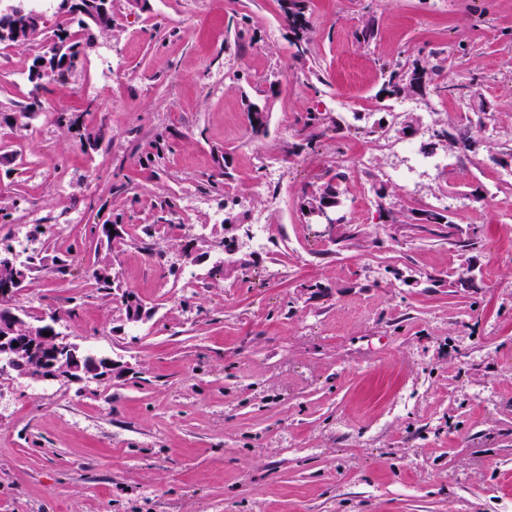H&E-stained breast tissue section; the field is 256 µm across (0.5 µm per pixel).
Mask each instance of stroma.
I'll return each mask as SVG.
<instances>
[{
    "label": "stroma",
    "mask_w": 512,
    "mask_h": 512,
    "mask_svg": "<svg viewBox=\"0 0 512 512\" xmlns=\"http://www.w3.org/2000/svg\"><path fill=\"white\" fill-rule=\"evenodd\" d=\"M112 14L89 65L50 91L15 78L34 47H7L0 66V131L13 135L0 200L36 207L0 237L60 228L17 248L43 267L15 304L72 309L60 335L115 363L103 380L0 376V512H512V0H307L302 55L282 0H115ZM369 18L365 46L354 33ZM438 50L442 82L472 84L469 96L387 93L382 63L409 72ZM273 83L253 133L246 99ZM310 109L342 128L300 153ZM444 122L471 126L476 149L437 144L447 173L397 178L398 143L421 148ZM361 155L367 167L350 168ZM270 160L283 178L264 194ZM339 165L358 235L333 244L301 194ZM445 195L448 224L386 218ZM185 205L191 231L147 236ZM217 210L264 225L272 248L243 236L225 253ZM114 220L134 239L111 250L91 227ZM76 244L144 301L137 326L84 268L59 270ZM160 258L175 267L165 281ZM188 259L199 286L182 285Z\"/></svg>",
    "instance_id": "stroma-1"
}]
</instances>
